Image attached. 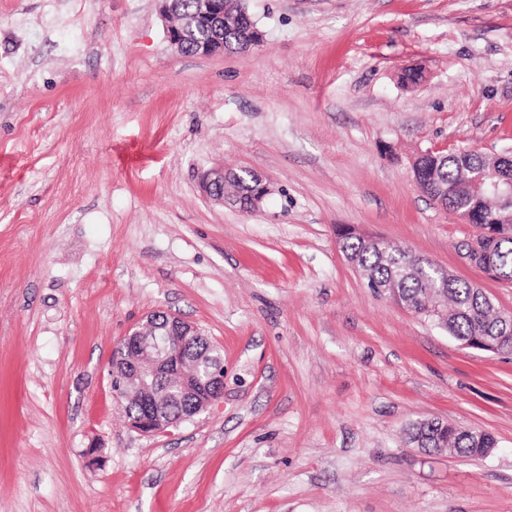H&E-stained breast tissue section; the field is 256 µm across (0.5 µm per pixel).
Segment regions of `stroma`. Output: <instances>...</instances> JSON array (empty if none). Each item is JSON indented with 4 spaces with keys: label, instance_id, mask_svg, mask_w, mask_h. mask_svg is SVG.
Returning <instances> with one entry per match:
<instances>
[{
    "label": "stroma",
    "instance_id": "1",
    "mask_svg": "<svg viewBox=\"0 0 512 512\" xmlns=\"http://www.w3.org/2000/svg\"><path fill=\"white\" fill-rule=\"evenodd\" d=\"M248 54H182L159 0H0V512H512V356L374 291L336 228L412 249L512 313L427 151L512 148V0H245ZM424 78L405 85V70ZM249 169L250 211L201 173ZM162 308L224 397L132 430L111 361ZM490 433L481 457L408 443ZM242 170L249 172V174H251V178H255L259 182L258 184L249 177H246L241 180L236 177H233L232 179L228 180L229 184L233 187V193L235 196H238L242 199H247L251 197L250 201L248 202V205L245 204L244 208L239 206V202L237 199H235L232 196H228L224 193V182L226 181V177H228V172L224 173V167L212 169L203 176V192L209 199L222 205L225 204L231 206H238L242 210L254 209L268 191V185L263 181V179L259 175L255 174L251 170ZM408 441L417 448L448 450L463 456H483L495 448L494 437L483 431L453 426L445 421L425 419L413 424Z\"/></svg>",
    "mask_w": 512,
    "mask_h": 512
}]
</instances>
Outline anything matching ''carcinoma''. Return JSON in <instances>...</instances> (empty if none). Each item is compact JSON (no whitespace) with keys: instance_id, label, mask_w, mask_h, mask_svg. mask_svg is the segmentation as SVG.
Wrapping results in <instances>:
<instances>
[{"instance_id":"1","label":"carcinoma","mask_w":512,"mask_h":512,"mask_svg":"<svg viewBox=\"0 0 512 512\" xmlns=\"http://www.w3.org/2000/svg\"><path fill=\"white\" fill-rule=\"evenodd\" d=\"M244 0H224V50L244 53L261 42ZM491 156L480 150L428 152L418 161L416 182L431 195L440 187L461 185L472 174L493 172ZM234 195L247 199L258 183L249 177L229 180ZM448 205L469 215L471 223L487 228L484 247L496 253L497 266L484 270L491 278H512V223L498 224V205L469 196L448 198ZM337 238L347 259L355 262L370 286L383 287L412 313L430 317L441 310L445 329L457 341L488 340L512 354V319L504 320L489 298L470 282L451 277L412 250L361 235L341 227ZM408 441L419 448L446 450L463 456H483L495 447L494 437L483 431L425 419L412 425Z\"/></svg>"}]
</instances>
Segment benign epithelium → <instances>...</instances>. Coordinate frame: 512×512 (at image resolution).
<instances>
[{
	"instance_id": "1",
	"label": "benign epithelium",
	"mask_w": 512,
	"mask_h": 512,
	"mask_svg": "<svg viewBox=\"0 0 512 512\" xmlns=\"http://www.w3.org/2000/svg\"><path fill=\"white\" fill-rule=\"evenodd\" d=\"M224 22L223 0H198L195 9L167 27L172 48L181 52L186 39H194L195 54L210 57L220 53L215 43ZM228 173L222 168L208 171L202 178L206 196L222 205L239 202L224 193ZM468 189L502 199L512 208V177L502 174L487 178L478 174ZM482 237L468 243L465 258L475 267L490 268L496 262L492 251L480 249ZM202 337L194 324L164 310H155L146 320L131 327L112 354V381L118 383L116 396L141 413L128 419L129 426L146 435L176 428L204 413L224 396V367L221 352L210 342L199 343L190 355L182 354L184 344Z\"/></svg>"
}]
</instances>
